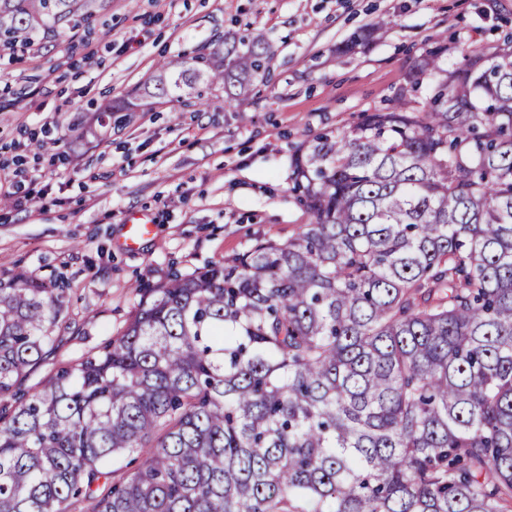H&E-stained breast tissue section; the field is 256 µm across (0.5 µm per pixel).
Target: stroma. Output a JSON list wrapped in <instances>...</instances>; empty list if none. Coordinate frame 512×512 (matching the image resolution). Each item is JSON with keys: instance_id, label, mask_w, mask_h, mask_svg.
Instances as JSON below:
<instances>
[{"instance_id": "stroma-1", "label": "stroma", "mask_w": 512, "mask_h": 512, "mask_svg": "<svg viewBox=\"0 0 512 512\" xmlns=\"http://www.w3.org/2000/svg\"><path fill=\"white\" fill-rule=\"evenodd\" d=\"M380 17L389 30L371 33ZM246 35L275 55L242 110L217 89L204 109L152 97L102 112L151 82L161 60ZM511 36L512 0H112L92 34L0 52V179L44 190L0 208V273L67 283L60 342L24 390L117 337L138 288L294 239L310 221L292 191L295 151L390 106L428 50L447 45L444 60L460 65ZM138 213L154 229L131 248Z\"/></svg>"}]
</instances>
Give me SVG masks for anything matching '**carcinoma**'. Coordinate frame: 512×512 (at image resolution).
Masks as SVG:
<instances>
[{
    "label": "carcinoma",
    "mask_w": 512,
    "mask_h": 512,
    "mask_svg": "<svg viewBox=\"0 0 512 512\" xmlns=\"http://www.w3.org/2000/svg\"><path fill=\"white\" fill-rule=\"evenodd\" d=\"M107 6L0 0V49ZM273 56L243 37L161 63L145 93L237 107ZM440 57L292 157L297 238L144 289L119 336L26 398L66 289L0 276V512H506L512 42Z\"/></svg>",
    "instance_id": "carcinoma-1"
}]
</instances>
